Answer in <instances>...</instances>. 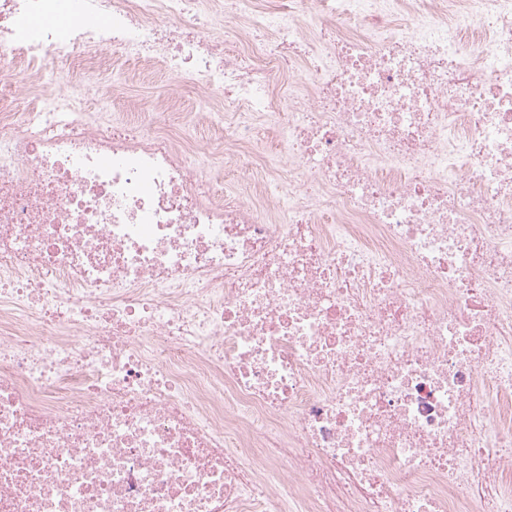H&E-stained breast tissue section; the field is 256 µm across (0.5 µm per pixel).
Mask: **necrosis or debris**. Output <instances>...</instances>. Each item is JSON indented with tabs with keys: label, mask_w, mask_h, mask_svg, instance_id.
Returning a JSON list of instances; mask_svg holds the SVG:
<instances>
[{
	"label": "necrosis or debris",
	"mask_w": 512,
	"mask_h": 512,
	"mask_svg": "<svg viewBox=\"0 0 512 512\" xmlns=\"http://www.w3.org/2000/svg\"><path fill=\"white\" fill-rule=\"evenodd\" d=\"M0 512H512V0H0ZM130 87L127 89L123 98L116 100L112 103V97L108 98L111 93L108 86L99 88L93 92L90 98H108L109 110L114 116H122L129 112H134V106L140 101H145L153 98H168L170 92L169 86L173 84L171 81L166 82L164 77L160 75H147L136 73L133 79L129 82Z\"/></svg>",
	"instance_id": "necrosis-or-debris-1"
}]
</instances>
